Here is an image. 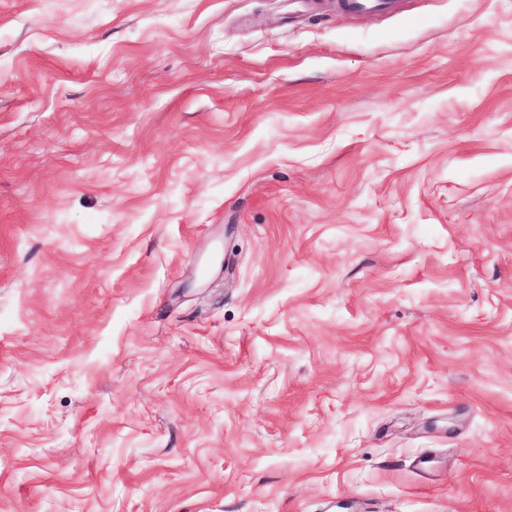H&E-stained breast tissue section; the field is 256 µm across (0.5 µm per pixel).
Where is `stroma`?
Segmentation results:
<instances>
[{"label":"stroma","instance_id":"1","mask_svg":"<svg viewBox=\"0 0 512 512\" xmlns=\"http://www.w3.org/2000/svg\"><path fill=\"white\" fill-rule=\"evenodd\" d=\"M0 512H512V0H0ZM400 0H344V10L350 13L369 14L392 12Z\"/></svg>","mask_w":512,"mask_h":512}]
</instances>
